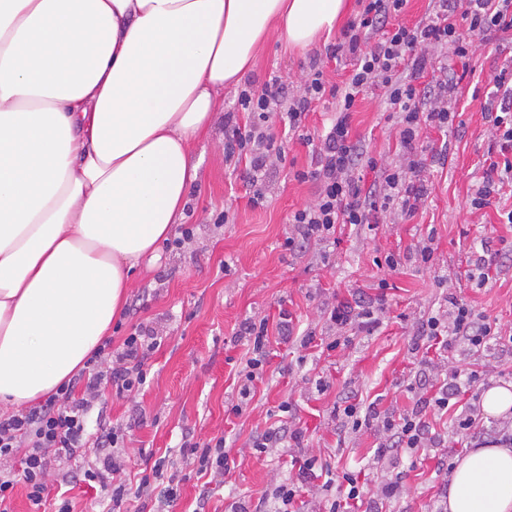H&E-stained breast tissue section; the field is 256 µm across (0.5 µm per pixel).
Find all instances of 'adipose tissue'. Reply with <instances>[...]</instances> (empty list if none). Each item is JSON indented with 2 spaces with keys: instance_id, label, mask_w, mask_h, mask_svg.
<instances>
[{
  "instance_id": "ef3b65f1",
  "label": "adipose tissue",
  "mask_w": 512,
  "mask_h": 512,
  "mask_svg": "<svg viewBox=\"0 0 512 512\" xmlns=\"http://www.w3.org/2000/svg\"><path fill=\"white\" fill-rule=\"evenodd\" d=\"M344 0H0V408L83 368L183 217L193 143L265 38ZM447 512H512V447L457 458Z\"/></svg>"
}]
</instances>
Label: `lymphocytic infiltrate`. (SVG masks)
Listing matches in <instances>:
<instances>
[{
	"label": "lymphocytic infiltrate",
	"mask_w": 512,
	"mask_h": 512,
	"mask_svg": "<svg viewBox=\"0 0 512 512\" xmlns=\"http://www.w3.org/2000/svg\"><path fill=\"white\" fill-rule=\"evenodd\" d=\"M409 0H358V10L333 45L329 58L352 55L353 69L340 82L333 81L323 62L311 59L297 90L272 80L262 86L245 83L237 96V106L250 113L245 127H232L226 134L227 157L245 155L250 159L252 204L263 199L262 181L268 170L283 164L286 151L271 130L273 120L286 122L298 130L313 103L334 100L336 115L329 130L306 136L312 147L309 168L295 171L297 181L314 182L313 201L289 218L293 233L286 248L298 241L334 237L340 224H367L374 214L392 211L408 217L425 203L430 188L425 164L417 153L421 128H447L453 121L452 96L462 81L450 74L422 89L423 78L436 50L451 51L458 59L469 60L476 52L475 36L488 31L512 33V0H434L428 16L407 25L403 16ZM494 88L501 95L500 113L492 120L490 133L504 153L503 162H491L472 199L475 209L487 207L493 194L512 182V71L500 69ZM378 94L389 111L395 112L396 134L403 148L404 165L389 166L365 157L351 136V114L357 100ZM376 171L370 187H362L361 168ZM382 305L338 301L325 310L330 326L337 330L373 331L380 324ZM250 343V355L240 372L239 392L249 396L266 363L268 320L246 319L239 330ZM421 335L430 341L445 340L476 353L492 338L490 323L457 296H450L446 310L427 317ZM160 342L153 327L140 324L124 336L120 345L104 339L91 353L83 369L63 382L39 406L0 412V512H12L16 485H24L33 505H40L49 493L48 479L55 466L70 460L80 448L94 445L99 455L83 473V481L110 489L114 505L128 494L122 477L124 431L121 427H98L88 434L87 426L95 401L104 390L126 397L147 382L145 362ZM343 423L356 434L376 432L381 453L416 456L435 447L429 426L420 410L380 415L374 408L351 403L343 409ZM183 461L198 472L224 478L229 472L232 451L223 438L183 445ZM331 491L328 512H380L383 503L401 497L400 480H385L373 497H365L358 476L343 473L340 481H326Z\"/></svg>",
	"instance_id": "obj_1"
}]
</instances>
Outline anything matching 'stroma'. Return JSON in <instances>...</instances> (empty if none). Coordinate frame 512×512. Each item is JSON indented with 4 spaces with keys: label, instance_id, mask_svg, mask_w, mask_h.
<instances>
[{
    "label": "stroma",
    "instance_id": "35a3bbf8",
    "mask_svg": "<svg viewBox=\"0 0 512 512\" xmlns=\"http://www.w3.org/2000/svg\"><path fill=\"white\" fill-rule=\"evenodd\" d=\"M340 29L319 38L305 50L270 39L246 77L255 85L278 78L297 86L311 58L326 59L334 80L347 77L350 60L330 61L326 53ZM470 75L460 84L456 117L447 132L425 128L420 141L446 148L445 163L429 161L432 193L425 209L396 219L381 213L372 225L344 228L337 241H308L284 246L293 211L314 198L315 186L295 180L307 169L311 148L294 136L285 144L286 162L270 171L262 205L250 203L247 157L226 159L224 127L245 125L247 116L235 108L237 92H224V109L216 114L208 136L193 145L199 178L190 187L182 218L192 225L189 244L160 249L158 260L132 275L120 319L124 331L146 323L162 335L161 347L147 361V383L126 398L106 395L98 409L107 420L127 428L125 468L128 478L140 474L161 456L178 461L188 440L221 436L235 448L234 462L223 484L207 482L187 471L179 495L168 512H278L262 494L271 485L297 480L305 458L328 464L333 475L359 469L378 482L400 479L405 492L392 512H440L447 488L437 473L438 459L455 462L474 443L456 434L453 420L470 395L493 385L512 384V189L502 188L489 206L474 210L471 200L487 168L492 150L485 116L493 78L512 62V42L487 34L477 39ZM395 120L380 96L358 101L351 114V134L366 155L400 163L392 134ZM431 245L433 256L422 263L419 251ZM489 254L488 282L467 285L465 273L474 260ZM397 266L388 268L386 255ZM455 293L485 317L500 335L480 357L457 347L419 348L418 324ZM383 298L382 323L373 332L339 333L323 310L342 298ZM292 319L293 336L276 333L281 313ZM264 316L270 331V354L256 392L241 414L238 372L248 349L239 329L246 318ZM309 345H302L305 335ZM339 348H332L336 338ZM476 367L479 379L469 394L460 395L446 413L426 411L424 418L442 438L436 451L415 457L379 458L372 433L352 434L341 425L346 402L364 401L382 413H405L429 397L442 379L443 368ZM290 404L282 412V404ZM240 404V403H239ZM304 433L303 449L256 452L254 437L281 425ZM80 461L60 465L50 487L66 484L74 512H153L150 499L128 497L112 506L107 492L80 480Z\"/></svg>",
    "mask_w": 512,
    "mask_h": 512
}]
</instances>
